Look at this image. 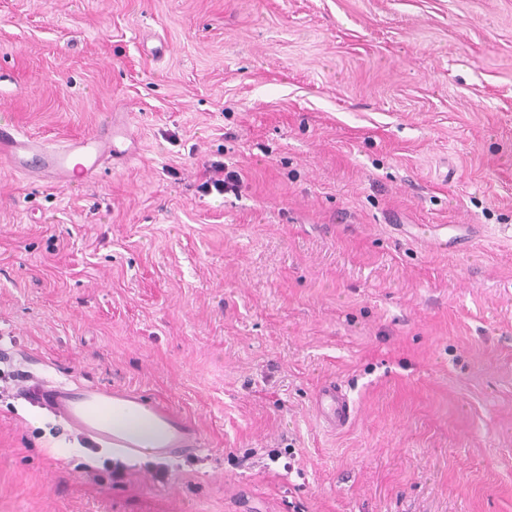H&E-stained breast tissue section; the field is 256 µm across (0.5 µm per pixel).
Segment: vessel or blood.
I'll return each instance as SVG.
<instances>
[{"label":"vessel or blood","instance_id":"b4317fda","mask_svg":"<svg viewBox=\"0 0 512 512\" xmlns=\"http://www.w3.org/2000/svg\"><path fill=\"white\" fill-rule=\"evenodd\" d=\"M127 137V129L116 126L106 137L83 136L55 146L45 139L0 127V166L34 181L50 178L69 185L86 179L107 161L124 156L123 142ZM22 390L37 404L63 419L94 448L141 455L142 447L116 430L114 423L119 419L137 421L146 412L166 432L155 450L156 455L171 454L198 440L194 429L178 414L158 404H145L141 396L132 391L97 384L49 381L26 384ZM318 401L328 426L339 429L349 422L352 410L340 387L325 385Z\"/></svg>","mask_w":512,"mask_h":512}]
</instances>
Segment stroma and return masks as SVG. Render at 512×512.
I'll list each match as a JSON object with an SVG mask.
<instances>
[{
	"mask_svg": "<svg viewBox=\"0 0 512 512\" xmlns=\"http://www.w3.org/2000/svg\"><path fill=\"white\" fill-rule=\"evenodd\" d=\"M111 118L90 181L0 168V374L198 449L0 396V512H512V0H0V123ZM212 175L209 176L200 185V189L204 193H212L215 191L218 194L227 192H234L237 190L239 183V176L236 171L230 170L224 173V164H213L210 166ZM20 389L37 404L63 419L93 448H113L131 456L144 454L147 449L146 454L161 456L198 441L194 429L178 414L159 404H145L141 396L132 391L97 384L72 385L44 380L22 384ZM146 407L151 417L166 432L165 439L157 448H154V444L162 433L157 426L144 425L132 431L133 436L141 441L142 447L126 436L125 432L114 427V422L118 419L136 422L142 417ZM318 401L328 426L339 429L349 422L352 410L340 387L333 384L325 385L319 393Z\"/></svg>",
	"mask_w": 512,
	"mask_h": 512,
	"instance_id": "obj_1",
	"label": "stroma"
}]
</instances>
